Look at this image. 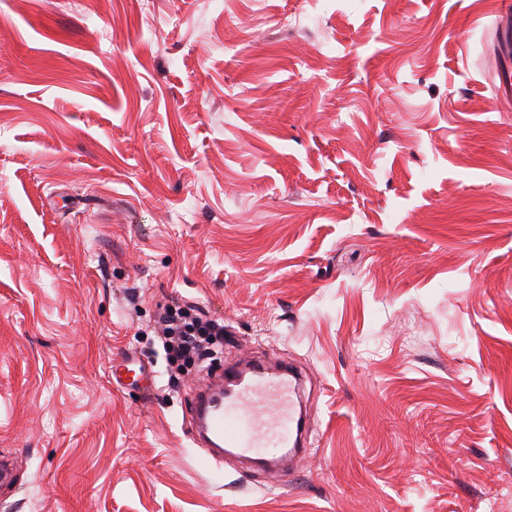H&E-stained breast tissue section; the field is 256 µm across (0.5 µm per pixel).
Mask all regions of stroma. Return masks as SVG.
I'll use <instances>...</instances> for the list:
<instances>
[{
	"mask_svg": "<svg viewBox=\"0 0 512 512\" xmlns=\"http://www.w3.org/2000/svg\"><path fill=\"white\" fill-rule=\"evenodd\" d=\"M500 7L0 0V512H512ZM173 303L224 323L175 383ZM253 355L308 376L282 484L190 436ZM110 376L114 385L135 384L141 386L148 393L154 387V372L151 368L128 354H121L112 359Z\"/></svg>",
	"mask_w": 512,
	"mask_h": 512,
	"instance_id": "stroma-1",
	"label": "stroma"
}]
</instances>
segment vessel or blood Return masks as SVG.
I'll use <instances>...</instances> for the list:
<instances>
[{"mask_svg": "<svg viewBox=\"0 0 512 512\" xmlns=\"http://www.w3.org/2000/svg\"><path fill=\"white\" fill-rule=\"evenodd\" d=\"M499 49L512 57V0L501 12ZM110 376L119 386H154L151 368L127 354L113 358ZM301 388L298 371L285 363L274 369L254 358L225 364L223 376L192 401L195 432L213 457L263 461L269 478L281 480L280 459L302 445Z\"/></svg>", "mask_w": 512, "mask_h": 512, "instance_id": "obj_1", "label": "vessel or blood"}]
</instances>
